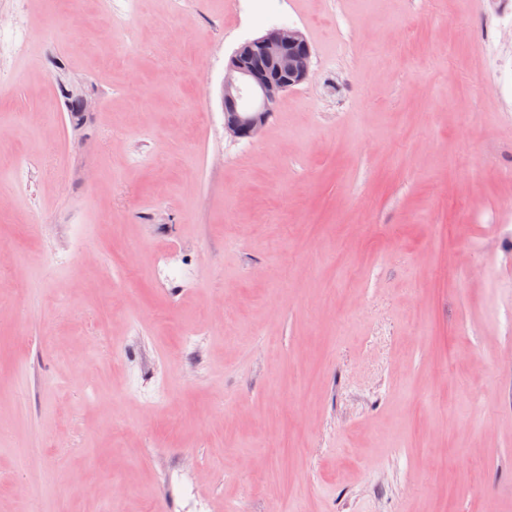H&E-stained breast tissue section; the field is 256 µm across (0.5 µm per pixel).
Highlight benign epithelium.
Instances as JSON below:
<instances>
[{
  "label": "benign epithelium",
  "mask_w": 512,
  "mask_h": 512,
  "mask_svg": "<svg viewBox=\"0 0 512 512\" xmlns=\"http://www.w3.org/2000/svg\"><path fill=\"white\" fill-rule=\"evenodd\" d=\"M312 47L298 29L274 28L249 39L234 51L224 73V130L236 139L252 140L266 126L286 91L306 83ZM68 111L85 115L99 101L80 82H62Z\"/></svg>",
  "instance_id": "7a95c632"
}]
</instances>
